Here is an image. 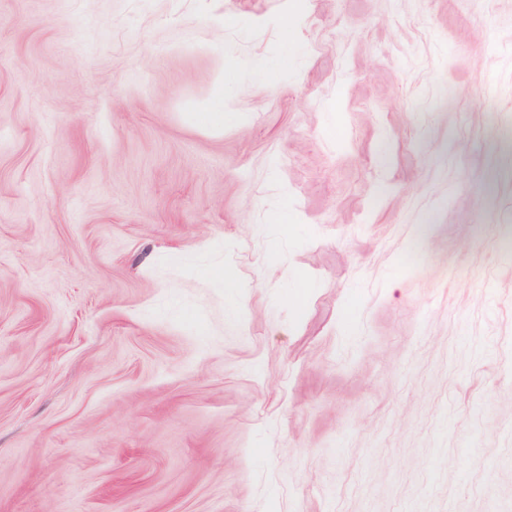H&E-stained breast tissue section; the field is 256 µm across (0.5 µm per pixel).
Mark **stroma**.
I'll use <instances>...</instances> for the list:
<instances>
[{
    "label": "stroma",
    "instance_id": "1",
    "mask_svg": "<svg viewBox=\"0 0 512 512\" xmlns=\"http://www.w3.org/2000/svg\"><path fill=\"white\" fill-rule=\"evenodd\" d=\"M509 128L512 0H0V512H512ZM227 117L228 112H225L224 89L219 86L205 107V112L203 113L204 122L211 128L220 129L223 128Z\"/></svg>",
    "mask_w": 512,
    "mask_h": 512
}]
</instances>
